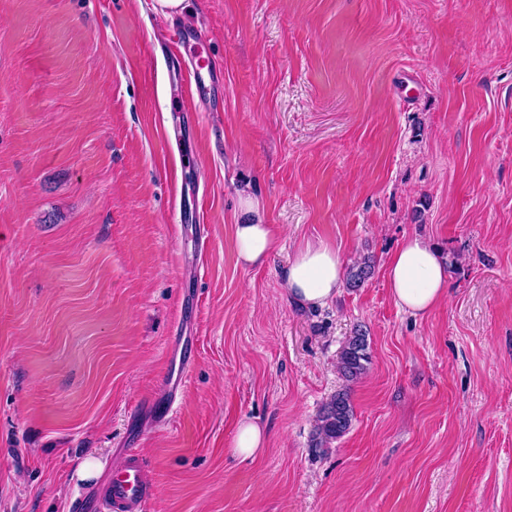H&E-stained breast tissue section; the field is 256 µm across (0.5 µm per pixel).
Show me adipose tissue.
<instances>
[{"instance_id":"1","label":"adipose tissue","mask_w":512,"mask_h":512,"mask_svg":"<svg viewBox=\"0 0 512 512\" xmlns=\"http://www.w3.org/2000/svg\"><path fill=\"white\" fill-rule=\"evenodd\" d=\"M243 213L241 223L234 226L236 258L243 266H257L267 259L276 240L251 199H244ZM283 278L300 306H325L343 287L341 254L327 241L305 243L289 259ZM387 279L395 304L415 316L429 313L447 296L445 266L434 247L418 236L406 238L391 254Z\"/></svg>"}]
</instances>
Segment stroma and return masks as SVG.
Segmentation results:
<instances>
[{
    "mask_svg": "<svg viewBox=\"0 0 512 512\" xmlns=\"http://www.w3.org/2000/svg\"><path fill=\"white\" fill-rule=\"evenodd\" d=\"M154 3L0 0V512H95L75 464L131 451L150 512H512V0ZM182 23L219 83L177 112ZM413 235L448 269L420 317L387 282ZM317 240L374 267L310 309L283 270ZM245 218L234 225L237 261L245 266L261 265L276 245L270 224H266L256 204L248 195L243 200ZM366 350V335L358 329L347 340L339 359V370L348 381H355L364 374V362L369 358ZM354 418L353 406L347 392L334 395L324 406L320 415L319 431L325 443L342 437L351 427ZM267 437L266 429L256 423L243 421L238 425L232 453L243 458L254 456L261 448H265Z\"/></svg>",
    "mask_w": 512,
    "mask_h": 512,
    "instance_id": "35a3bbf8",
    "label": "stroma"
}]
</instances>
